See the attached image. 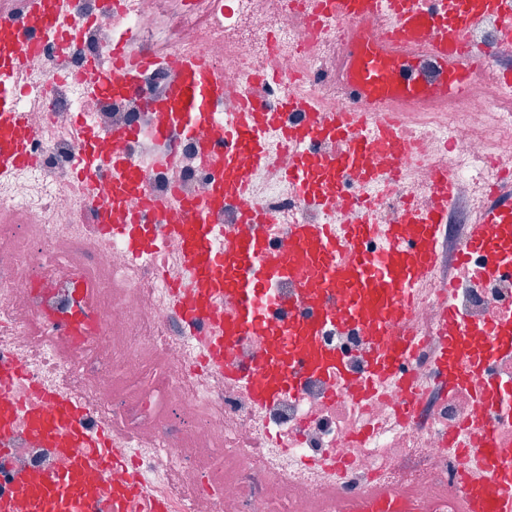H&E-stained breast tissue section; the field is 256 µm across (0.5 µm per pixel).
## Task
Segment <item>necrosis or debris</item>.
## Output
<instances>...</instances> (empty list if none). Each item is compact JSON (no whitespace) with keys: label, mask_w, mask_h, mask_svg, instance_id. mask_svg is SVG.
Returning <instances> with one entry per match:
<instances>
[{"label":"necrosis or debris","mask_w":512,"mask_h":512,"mask_svg":"<svg viewBox=\"0 0 512 512\" xmlns=\"http://www.w3.org/2000/svg\"><path fill=\"white\" fill-rule=\"evenodd\" d=\"M125 12L103 13L100 0H72L74 15L89 18L58 46L47 42L46 63L26 84L49 86L50 103L26 94L17 102L36 131L33 169L0 184V356L22 362L30 382L64 390L83 403L91 425L109 424L135 448L146 483L170 512H349V502L375 485L458 512L465 460L449 438L476 413L470 385L447 379L440 365L448 349L441 331L447 309L482 326L512 315V272L495 280L476 272L453 276L455 255L469 237L468 216L478 193L512 174V89L494 68L512 62V42L494 22L470 35L493 50L492 68L465 96L399 106L407 145L401 181L349 189V201L322 211L305 206L278 170L258 178L255 204L273 214L281 233L292 221L341 224L353 201H371L372 219L396 224L402 206L430 207V173L448 169L456 193L440 242L432 284L416 300L411 331L418 348L406 369L422 394L403 417L396 394L357 403L331 384L308 378L291 399L258 406L247 389L201 367L203 350L169 307L170 280L181 272L170 255L131 261L120 239L102 241L90 206L74 179L75 125L108 133L117 125L140 130L126 153L158 194L203 198L218 174L188 140L178 143L174 167L159 164L166 145L153 135V114L137 98L87 97L75 75L85 64L112 62L115 38L139 51L159 46L199 47L239 96L258 94L275 104L297 93L324 110L354 109L343 82V47L354 21L314 12L307 0H127ZM93 285L98 309L94 334L70 345L56 338L47 310L76 312V278Z\"/></svg>","instance_id":"necrosis-or-debris-1"}]
</instances>
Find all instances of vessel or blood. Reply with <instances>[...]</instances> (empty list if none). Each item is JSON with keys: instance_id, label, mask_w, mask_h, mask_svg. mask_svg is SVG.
<instances>
[{"instance_id": "b4317fda", "label": "vessel or blood", "mask_w": 512, "mask_h": 512, "mask_svg": "<svg viewBox=\"0 0 512 512\" xmlns=\"http://www.w3.org/2000/svg\"><path fill=\"white\" fill-rule=\"evenodd\" d=\"M68 0H26L21 17L0 22V179L30 165L29 142L34 132L26 113L15 105L25 71L41 59L42 39L54 35L68 40L81 19L67 10ZM314 8L361 19L385 15L388 31L376 39L356 28L346 43L348 84L361 110L321 112L308 98L289 95L279 112L269 111L259 97L213 120L207 106L224 100V79L205 54L180 49L172 59L177 70L166 94L149 101L156 133L165 141L164 163L176 161L178 147L172 127L196 141L203 157L224 172L211 194L200 201L181 202L172 209L168 198L150 191L140 171L129 163L125 147L137 136L131 127H115L104 136L78 131L75 162L79 185L92 206L98 234L119 238L138 256L178 244L187 283L175 287L173 304L185 328L203 337L207 363L226 376L246 373L258 402L294 396L299 372L294 353L306 355L304 370L350 381L358 396L391 388L403 403L418 390L398 366L410 358L414 339L390 337L393 326L405 324L412 302L425 288L436 260V246L448 220L453 191L449 172L433 181L437 206L407 208L400 223L374 224L356 214L349 224L292 225L283 253L268 255L265 234L274 219L253 205L256 174L270 162L266 130L280 112L297 114V122L282 136L291 151L286 177L309 205L327 209L342 196L344 183L313 184L320 168L370 182L398 170L406 148L397 135V122L387 105L399 99L423 100L439 93L465 92L477 71L468 60L469 36L487 20H495L502 39L512 40V0H312ZM427 43L438 70L418 71L399 56L407 46ZM113 63H92L83 77L89 93L139 91L137 75L152 65L151 57L126 44H115ZM332 139L341 142L339 158L321 161L312 146ZM235 207L239 228L228 236L219 221L226 207ZM512 235V184L483 207L465 246L466 251L495 252L502 236ZM292 283L293 296L280 298L287 315L270 317V283ZM58 336L80 342L94 330L96 316L84 310L77 318L51 315ZM344 331L357 326L368 336L367 372L354 380L336 356L315 343L322 327ZM494 339L490 354L512 352V323L496 322L484 330ZM256 336L265 350L247 370L233 361L230 342ZM26 379L21 365L0 361V468L9 472V487L0 492V512H169L167 500L153 494L137 475L131 449L92 429L83 408L61 392L34 391L21 399L16 391ZM25 420V435L33 447L52 449L57 467L14 469L11 466L16 423ZM468 478L460 487L464 512H512V458L486 446L468 461ZM495 480L494 497L480 493L486 479ZM355 512H411L410 503L375 491L357 502Z\"/></svg>"}]
</instances>
